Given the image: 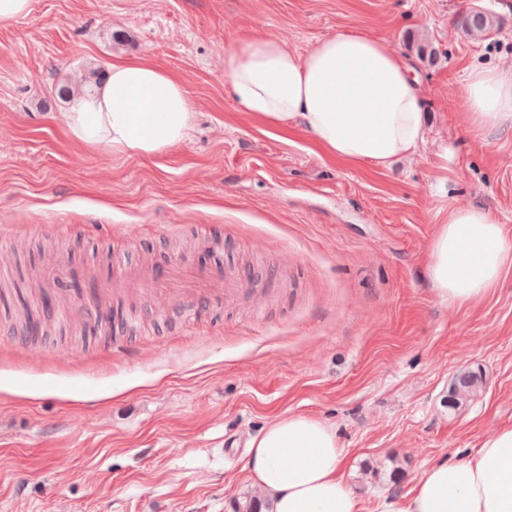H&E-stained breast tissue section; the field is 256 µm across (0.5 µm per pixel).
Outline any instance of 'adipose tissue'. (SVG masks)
<instances>
[{
	"label": "adipose tissue",
	"mask_w": 512,
	"mask_h": 512,
	"mask_svg": "<svg viewBox=\"0 0 512 512\" xmlns=\"http://www.w3.org/2000/svg\"><path fill=\"white\" fill-rule=\"evenodd\" d=\"M224 71L242 108L271 127L295 124L338 160L386 168L414 159L426 142L420 88L385 41L338 33L300 54L257 36L225 53ZM465 94L470 126L512 125V66L471 69ZM65 118L81 144L148 157L181 144L195 112L178 81L127 59L112 64L95 92H74ZM511 270L505 226L480 208H450L430 249L437 295L456 306L478 302ZM345 458L329 425L291 413L251 440L244 469L270 512H358ZM373 512H512V428L486 436L463 460L433 464L405 495L380 496Z\"/></svg>",
	"instance_id": "obj_1"
}]
</instances>
